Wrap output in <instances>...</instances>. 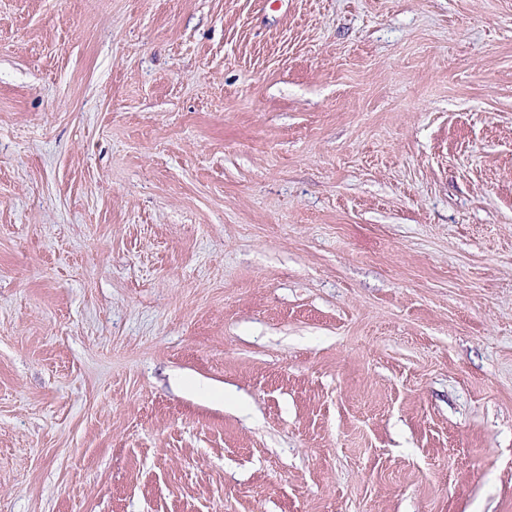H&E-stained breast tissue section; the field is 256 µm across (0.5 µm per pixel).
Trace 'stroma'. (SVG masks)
<instances>
[{
    "label": "stroma",
    "instance_id": "35a3bbf8",
    "mask_svg": "<svg viewBox=\"0 0 512 512\" xmlns=\"http://www.w3.org/2000/svg\"><path fill=\"white\" fill-rule=\"evenodd\" d=\"M0 512H512V0H0Z\"/></svg>",
    "mask_w": 512,
    "mask_h": 512
}]
</instances>
